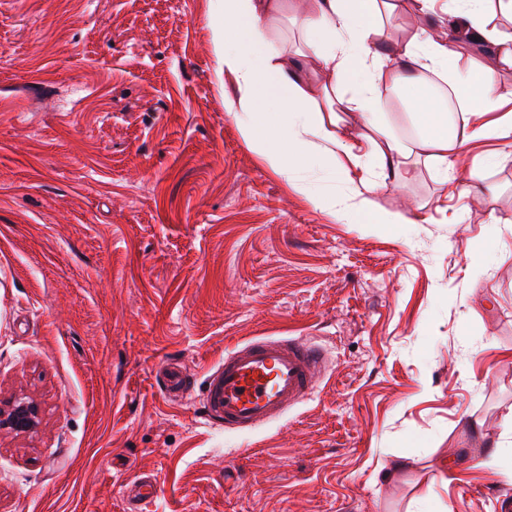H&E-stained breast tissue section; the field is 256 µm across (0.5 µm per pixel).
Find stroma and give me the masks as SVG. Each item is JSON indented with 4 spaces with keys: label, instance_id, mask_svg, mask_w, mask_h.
<instances>
[{
    "label": "stroma",
    "instance_id": "35a3bbf8",
    "mask_svg": "<svg viewBox=\"0 0 512 512\" xmlns=\"http://www.w3.org/2000/svg\"><path fill=\"white\" fill-rule=\"evenodd\" d=\"M208 14L0 0V404L39 407L0 432V512H132L138 473L147 512H498L512 138L468 146L450 183L423 164L372 192L423 223H341L227 117ZM253 337L315 342L328 369L279 419L227 431L204 379ZM168 361L190 379L177 402ZM164 392L173 399H180L189 387V380L182 366L176 362L166 363L161 371ZM39 420V409L33 402L19 399L0 407V430L26 433L33 430ZM130 493L137 499L139 505H142L138 511L142 512L150 501L155 497L156 481L153 476L148 474H137L130 483Z\"/></svg>",
    "mask_w": 512,
    "mask_h": 512
}]
</instances>
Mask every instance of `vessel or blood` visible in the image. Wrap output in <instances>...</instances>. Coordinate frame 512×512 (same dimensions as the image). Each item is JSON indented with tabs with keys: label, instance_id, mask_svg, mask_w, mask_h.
<instances>
[{
	"label": "vessel or blood",
	"instance_id": "obj_1",
	"mask_svg": "<svg viewBox=\"0 0 512 512\" xmlns=\"http://www.w3.org/2000/svg\"><path fill=\"white\" fill-rule=\"evenodd\" d=\"M324 362L321 348L295 338L256 337L238 343L206 378L207 417L228 431L251 430L278 419L315 387ZM160 376L170 398L184 396L189 380L179 363H166ZM130 491L139 505H148L156 481L148 474L136 475Z\"/></svg>",
	"mask_w": 512,
	"mask_h": 512
}]
</instances>
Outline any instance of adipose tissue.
I'll return each instance as SVG.
<instances>
[{
    "mask_svg": "<svg viewBox=\"0 0 512 512\" xmlns=\"http://www.w3.org/2000/svg\"><path fill=\"white\" fill-rule=\"evenodd\" d=\"M437 0H307L301 22L316 74L292 69L270 37L288 0H210L220 68L239 97L227 106L261 162L291 183L320 211L348 224H404L401 213L381 212L368 198L380 180L412 181L420 162L449 169L468 144L508 137L512 130L486 121L488 112L512 102V87L498 71L512 70V33L500 18H512V0H453L459 25L490 49L495 68L461 71L451 64L446 37L416 34L400 50L406 65L394 64L377 42L383 23L396 13L431 15ZM441 76L459 94L461 117L449 121L429 88L409 73L408 63ZM398 91L409 105L416 134L402 142L387 129L379 87ZM358 169L354 201L337 198L335 185Z\"/></svg>",
    "mask_w": 512,
    "mask_h": 512,
    "instance_id": "ef3b65f1",
    "label": "adipose tissue"
}]
</instances>
